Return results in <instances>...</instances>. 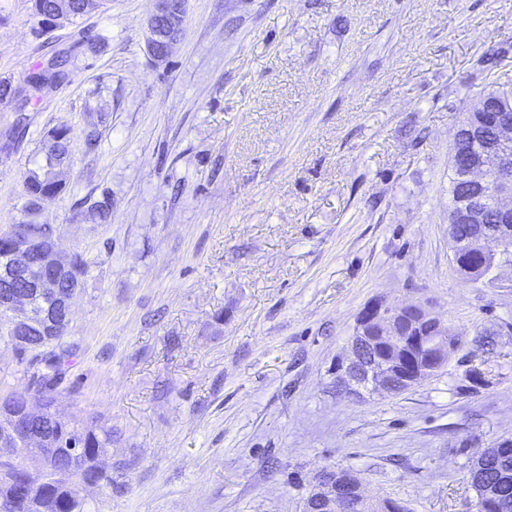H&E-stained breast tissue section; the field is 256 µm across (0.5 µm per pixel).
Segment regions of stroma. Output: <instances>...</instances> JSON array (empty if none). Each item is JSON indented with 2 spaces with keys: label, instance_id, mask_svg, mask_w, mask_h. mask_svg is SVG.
Segmentation results:
<instances>
[{
  "label": "stroma",
  "instance_id": "35a3bbf8",
  "mask_svg": "<svg viewBox=\"0 0 512 512\" xmlns=\"http://www.w3.org/2000/svg\"><path fill=\"white\" fill-rule=\"evenodd\" d=\"M154 9L103 0L49 27L0 0V228L48 131L71 136L36 219L87 267L54 394L112 429L89 512H305L336 468L406 512H474L473 464L512 437V287L449 259L450 145L477 59L506 50L493 77L512 86V0H185L160 59ZM60 55L64 78L30 92ZM375 300L428 302L462 345L356 398L336 364ZM36 385L0 341V394Z\"/></svg>",
  "mask_w": 512,
  "mask_h": 512
}]
</instances>
